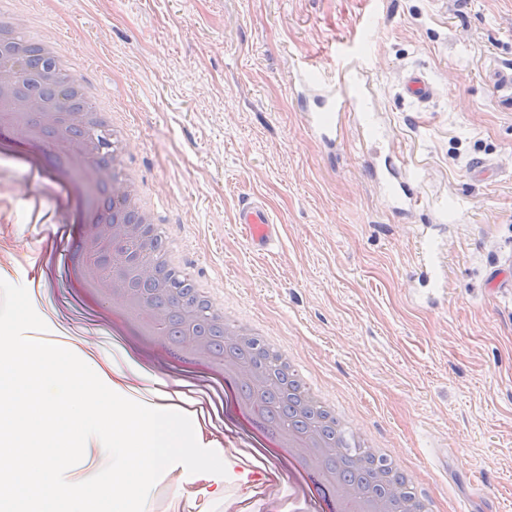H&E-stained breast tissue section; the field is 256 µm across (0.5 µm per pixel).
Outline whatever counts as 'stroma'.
<instances>
[{
	"mask_svg": "<svg viewBox=\"0 0 512 512\" xmlns=\"http://www.w3.org/2000/svg\"><path fill=\"white\" fill-rule=\"evenodd\" d=\"M0 24L57 42L74 79L109 94L127 160L185 263L394 448L435 512H512V295L488 286L512 255V107L488 79L512 63V0H7ZM356 46L388 146L418 175L425 205L408 216L372 182L354 125L329 152L290 93L301 63L330 76ZM408 66L439 89L426 109L398 94ZM475 157L496 163V182L469 178ZM0 166V240L28 256L4 266L12 291L0 317L16 303L34 320L62 308L73 338L121 362L127 337L69 278L76 239L29 219L32 202L53 213L55 195L7 157ZM247 193L279 223L270 251L250 249L235 222ZM427 224L448 283L431 309L411 301ZM48 261L44 296L26 302ZM213 437L160 472L157 512L177 483L180 512H216L232 486L274 493L267 471L229 455L236 436Z\"/></svg>",
	"mask_w": 512,
	"mask_h": 512,
	"instance_id": "obj_1",
	"label": "stroma"
}]
</instances>
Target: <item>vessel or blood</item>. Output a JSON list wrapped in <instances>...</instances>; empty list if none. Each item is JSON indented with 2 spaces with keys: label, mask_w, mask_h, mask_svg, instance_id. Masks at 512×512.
Returning <instances> with one entry per match:
<instances>
[{
  "label": "vessel or blood",
  "mask_w": 512,
  "mask_h": 512,
  "mask_svg": "<svg viewBox=\"0 0 512 512\" xmlns=\"http://www.w3.org/2000/svg\"><path fill=\"white\" fill-rule=\"evenodd\" d=\"M493 85L499 99L512 106V66L497 68L493 73ZM289 88L303 114L307 131L328 149H339L343 140V121L349 116L354 118L363 141L371 148L367 155L370 176L394 213L409 214L420 207L422 198L414 177L397 155L384 157L376 150L381 134L379 115L368 108L367 97L372 88L360 51L348 53L333 77L320 74L314 64H301L290 78ZM399 89L403 98L421 106L429 104L438 95L427 74L417 67L405 69ZM236 222L255 251H269L278 236L276 220L265 201L257 196H243ZM423 242L420 276L430 288L445 289L446 276L438 261L437 241L427 234Z\"/></svg>",
  "instance_id": "vessel-or-blood-1"
}]
</instances>
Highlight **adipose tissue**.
Masks as SVG:
<instances>
[{"mask_svg":"<svg viewBox=\"0 0 512 512\" xmlns=\"http://www.w3.org/2000/svg\"><path fill=\"white\" fill-rule=\"evenodd\" d=\"M124 363L76 364L51 344L0 337V512H152L154 473L197 447L202 428L166 391L145 408L110 404L109 391L147 375L132 355ZM79 435L112 458L109 477L80 492L64 478Z\"/></svg>","mask_w":512,"mask_h":512,"instance_id":"obj_1","label":"adipose tissue"}]
</instances>
